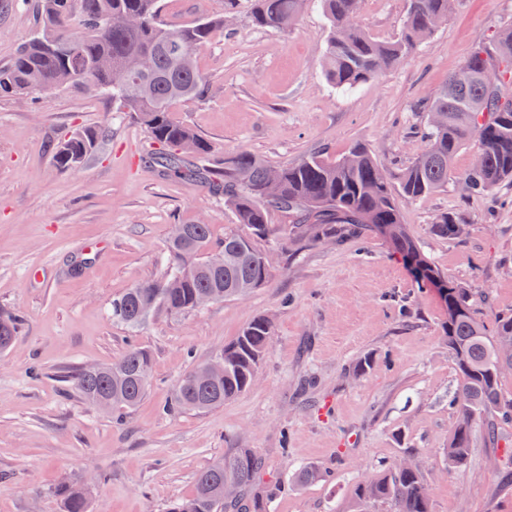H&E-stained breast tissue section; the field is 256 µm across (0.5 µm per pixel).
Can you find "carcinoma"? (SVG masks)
<instances>
[{
	"instance_id": "carcinoma-1",
	"label": "carcinoma",
	"mask_w": 512,
	"mask_h": 512,
	"mask_svg": "<svg viewBox=\"0 0 512 512\" xmlns=\"http://www.w3.org/2000/svg\"><path fill=\"white\" fill-rule=\"evenodd\" d=\"M456 0H408L399 36L372 37L359 22L361 0H321L330 24L323 72L332 87L352 91L404 61L448 18ZM306 0H255L252 22L262 29L286 31L301 14ZM38 30L19 47L14 59L0 67V95L49 94L74 87L109 94L122 112L132 113L160 151L152 162L169 177L199 181L224 199L238 230L215 243L210 225L183 223L186 237L168 240L165 275L138 282L112 300V319L132 331L157 313L178 314L199 308L205 295L223 302L265 286L274 267L261 243L277 240L283 248L302 237L310 242L357 238L369 228L388 227L389 240L406 257L417 279L436 283L448 308L446 336L460 387L449 401L456 425L442 449L451 470L462 469L473 433L498 444L500 425L512 421V400L501 393L504 368H512V351L499 342L512 338V316H500L488 331L474 314L467 289L445 278L420 251L402 224L397 197L417 200L448 186L451 162L473 143L479 161L462 176L467 193L486 195L500 184H512V26L498 31L492 44H476L463 67L452 75L427 111L424 147L393 186L382 166L363 145L328 162L319 155L276 168L277 194L266 193L271 166L245 150L224 157V172L201 163L209 145L189 126L172 118L174 104L201 97L206 80L195 54L213 31L227 26L226 15L172 27L160 20V0H35ZM495 65V89L484 82L486 66ZM103 131L79 129L55 147L56 166L77 170L98 147ZM285 223H271L272 215ZM435 233L460 238L465 225L448 212L432 225ZM224 252V266L214 269L207 254ZM17 315L0 316V352L18 334ZM273 327L265 316L249 322L222 348L224 375L207 384L193 381L194 366L177 383L169 410L207 412L249 389L268 350ZM148 349L132 346L122 358L73 377L74 388L108 413L135 408L151 379ZM265 460L240 448L214 460L196 477L194 494L172 502L169 512H267L272 491L253 488ZM236 495L224 499V484ZM60 512H88L86 484L66 480L53 490ZM355 498L363 503L386 501L393 512H430V498L420 472L413 466L391 465L370 481L357 484Z\"/></svg>"
}]
</instances>
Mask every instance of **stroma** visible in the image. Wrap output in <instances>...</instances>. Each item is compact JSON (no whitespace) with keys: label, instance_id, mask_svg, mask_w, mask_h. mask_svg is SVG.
I'll use <instances>...</instances> for the list:
<instances>
[{"label":"stroma","instance_id":"35a3bbf8","mask_svg":"<svg viewBox=\"0 0 512 512\" xmlns=\"http://www.w3.org/2000/svg\"><path fill=\"white\" fill-rule=\"evenodd\" d=\"M252 4L162 0L172 26L231 14L230 30L196 53L207 95L175 104L173 118L219 163L239 149L273 166L315 152L333 159L361 143L394 182L424 146V102L473 45L512 24V0H457L414 55L343 93L322 71L329 27L318 0L285 32L253 26ZM406 10V0L360 4L362 23L382 40L397 36ZM34 29L30 0H0V65ZM99 127L108 133L97 152L77 171L59 170L55 143ZM148 149L143 128L106 94L0 97V314L23 318L0 354V512H59L52 490L67 478L89 482L90 512H167L193 494L198 471L238 448L266 461L257 483L276 490L268 512H392L357 502L354 488L403 460L418 467L431 512H512V425L498 447L475 438L462 470L441 458L460 385L448 309L380 232L275 251L270 283L245 297L162 313L134 334L113 322V299L163 275L172 225L204 221L216 242L236 228L223 199L168 177L146 161ZM475 157L474 147L459 151L447 188L400 208L410 236L478 298L489 327L512 313V185L463 192L458 179ZM449 211L466 236L433 233ZM92 240L107 246L89 249ZM259 315L270 317L273 335L252 387L203 413L167 412L178 380ZM134 344L153 356L140 404L118 418L86 403L70 377ZM366 357L370 369L356 372ZM305 466L319 478L296 482Z\"/></svg>","mask_w":512,"mask_h":512}]
</instances>
